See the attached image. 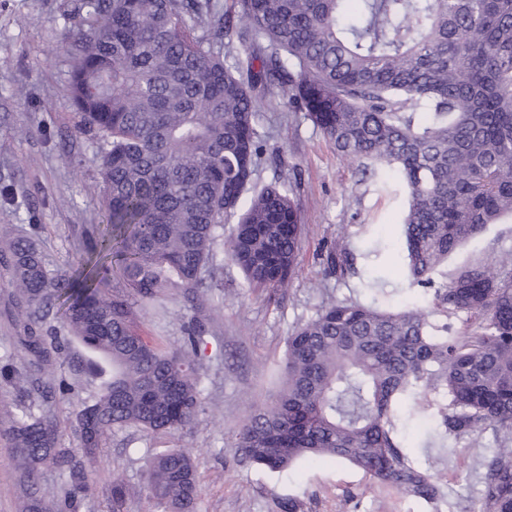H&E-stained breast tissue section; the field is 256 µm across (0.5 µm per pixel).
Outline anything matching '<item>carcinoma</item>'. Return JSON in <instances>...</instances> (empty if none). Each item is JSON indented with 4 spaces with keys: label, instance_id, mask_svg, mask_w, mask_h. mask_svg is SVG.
Segmentation results:
<instances>
[{
    "label": "carcinoma",
    "instance_id": "obj_1",
    "mask_svg": "<svg viewBox=\"0 0 512 512\" xmlns=\"http://www.w3.org/2000/svg\"><path fill=\"white\" fill-rule=\"evenodd\" d=\"M62 19L76 27L75 133L98 145L103 217L92 255L72 271L49 267L31 237L6 231L0 241L29 317L62 310L71 338L110 374L90 400L64 379L46 385L74 402L77 448L58 447L43 411L12 420L25 512H45L43 465L69 466L71 503L86 488L77 453L131 426L175 434L200 410L203 325L170 347L134 326L135 305L179 292L209 300L219 241L249 288H282L295 273L297 204L278 185L251 191L256 119L274 85L341 156L405 183L406 275L434 289V309L322 303L288 336L276 400L243 421L236 447L272 472L345 461L433 503L436 477L410 460L394 407L436 393L442 438L503 434L483 512H512V276L486 259L435 280L465 243L512 220V0H71ZM225 34L265 51L229 65ZM460 313L457 333L432 321ZM49 345L56 337L22 342L43 369ZM145 491L162 512H197L192 457L150 456ZM130 494L113 480L112 512Z\"/></svg>",
    "mask_w": 512,
    "mask_h": 512
}]
</instances>
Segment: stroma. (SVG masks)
Listing matches in <instances>:
<instances>
[{
    "label": "stroma",
    "mask_w": 512,
    "mask_h": 512,
    "mask_svg": "<svg viewBox=\"0 0 512 512\" xmlns=\"http://www.w3.org/2000/svg\"><path fill=\"white\" fill-rule=\"evenodd\" d=\"M64 0H0V230L30 232L47 263L69 268L87 254L90 225L102 209V183L91 142L72 139L76 121L68 78L71 59L59 18ZM256 128L265 144L254 188L283 187L297 200L305 231L300 262L286 287L267 296L246 288L240 270L218 254L214 288L207 302L179 294L164 307L137 314L140 329L164 342H180L191 321L206 329L200 354L203 406L182 432L151 436L128 428L110 435L92 458L82 460L85 494L66 512H111L112 481L136 487L124 512H161L142 489L147 460L167 448L189 453L199 481L197 512H281L294 499L297 512H479L489 460L500 440L493 430L448 438L431 437L430 407L406 401L396 408L403 444L414 464L439 479L441 497L429 504L373 484L363 471L333 459L301 461L283 472L244 463L234 434L253 408L271 401L281 376L291 332L314 317L322 302L353 300L382 310L431 306L433 291L409 287L403 260L401 221L405 192L388 171L362 173L339 157L306 113L288 108L281 89L270 87ZM352 263L345 274L328 270L334 242ZM512 255V222L491 225L448 260L449 267L477 258ZM23 320L0 257V356L24 362L18 341ZM37 334L55 335L61 345L55 371L93 397L97 381L81 346L69 342L63 321L51 315ZM17 378L0 379V512H20L18 478L10 463L5 432L18 405L49 414L62 447L76 440L72 413L60 396L27 393Z\"/></svg>",
    "instance_id": "35a3bbf8"
}]
</instances>
